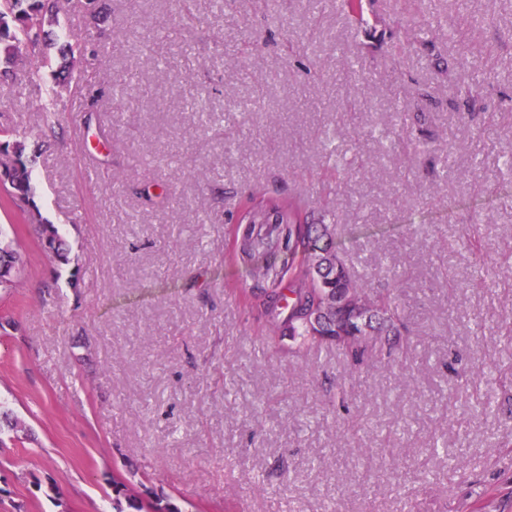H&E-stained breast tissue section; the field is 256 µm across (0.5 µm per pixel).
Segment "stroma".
Segmentation results:
<instances>
[{"label":"stroma","mask_w":512,"mask_h":512,"mask_svg":"<svg viewBox=\"0 0 512 512\" xmlns=\"http://www.w3.org/2000/svg\"><path fill=\"white\" fill-rule=\"evenodd\" d=\"M108 4L90 86L24 45L0 81L36 205L0 208L25 259L0 291V512H112L116 479L183 512H512V0H366L362 27L333 0ZM261 197L334 213L363 287L399 272L403 352L279 335L232 259ZM58 105V96L53 88H45L41 91L38 110L42 116L43 126L51 131L58 123Z\"/></svg>","instance_id":"obj_1"}]
</instances>
